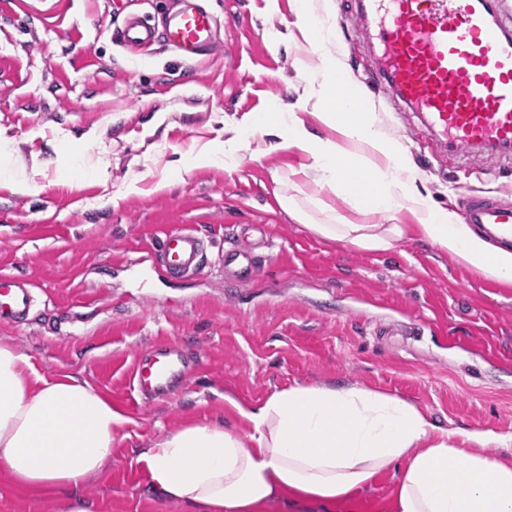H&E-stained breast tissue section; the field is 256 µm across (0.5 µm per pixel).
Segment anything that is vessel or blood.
I'll use <instances>...</instances> for the list:
<instances>
[{
	"label": "vessel or blood",
	"mask_w": 512,
	"mask_h": 512,
	"mask_svg": "<svg viewBox=\"0 0 512 512\" xmlns=\"http://www.w3.org/2000/svg\"><path fill=\"white\" fill-rule=\"evenodd\" d=\"M161 30L146 18L129 19L120 33L131 50L145 53L161 44L193 61L215 51V15L203 0H177ZM494 0H359L362 18H376L375 39L383 66L371 78L416 108L429 129L450 150L467 154L512 151V33L492 20ZM464 219L504 244L512 243V205L469 196ZM159 274L193 275L208 263L207 246L189 226L163 231L158 239ZM224 275L237 282L257 275V259L247 251L224 252ZM34 281L0 273V324L27 321L36 302ZM177 342L159 340L138 352L129 372L139 399L163 402L177 395L198 370Z\"/></svg>",
	"instance_id": "vessel-or-blood-1"
}]
</instances>
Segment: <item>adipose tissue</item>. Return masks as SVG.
<instances>
[{
	"label": "adipose tissue",
	"mask_w": 512,
	"mask_h": 512,
	"mask_svg": "<svg viewBox=\"0 0 512 512\" xmlns=\"http://www.w3.org/2000/svg\"><path fill=\"white\" fill-rule=\"evenodd\" d=\"M341 63L318 56L306 75L319 87L324 138L305 119L306 101L232 125L223 152L206 149L186 165L237 164L250 129L270 136V150L309 156L322 185L341 190L366 215L409 213L421 236L478 273L512 284V245L497 246L472 225L434 206L419 175L378 125L374 113L335 101L332 75ZM291 218L320 237L386 251L400 224H352L322 199L280 197ZM248 434L220 423L182 427L156 440L139 460L153 491L192 512H260L270 501L332 505L397 470L393 512H512V462L486 454L512 447V432L448 429L412 402L359 385L296 383L261 404L241 407ZM122 415L100 392L67 375L47 379L29 357L0 340V475L37 492H56L69 512H88L80 489L112 455Z\"/></svg>",
	"instance_id": "obj_1"
}]
</instances>
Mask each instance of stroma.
Segmentation results:
<instances>
[{
	"instance_id": "obj_1",
	"label": "stroma",
	"mask_w": 512,
	"mask_h": 512,
	"mask_svg": "<svg viewBox=\"0 0 512 512\" xmlns=\"http://www.w3.org/2000/svg\"><path fill=\"white\" fill-rule=\"evenodd\" d=\"M224 18L208 60L164 48L140 55L117 40L126 16L160 0H0V271L40 288L28 321L0 326L46 378L69 374L125 418L112 457L82 489L90 512H188L152 492L139 451L182 426L236 421L232 395L258 404L288 385H360L411 401L449 428L512 431V286L477 274L410 228L400 213L365 215L304 176L306 155L265 154L250 133L240 163L181 172L172 163L242 119L308 95L295 65L311 56L293 0H210ZM334 54L385 132L411 159L431 203L462 214L469 195L512 204V155L436 148L419 113L386 85L358 0H315ZM287 36L272 48L269 36ZM25 179L39 188L14 193ZM354 224L406 225L388 251L333 242L297 224L277 200L289 182ZM137 191L127 192L129 183ZM52 219L51 235L39 233ZM264 224L256 281H225L216 260L240 225ZM191 225L212 261L196 278L140 287L116 255L149 271L141 250ZM160 339L183 342L202 368L166 402L135 403L129 366ZM389 471L334 507L281 498L262 512H392ZM0 512H66L61 496L0 477Z\"/></svg>"
}]
</instances>
